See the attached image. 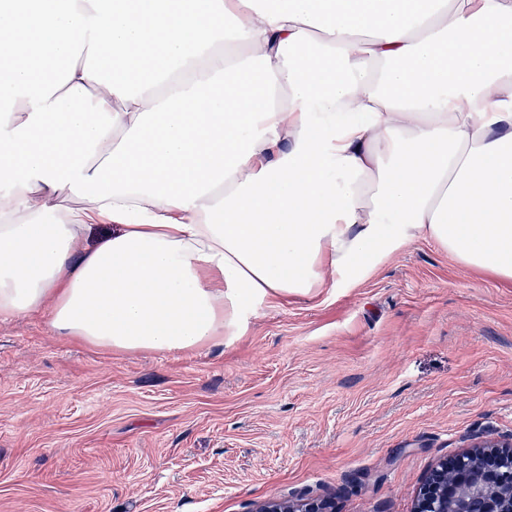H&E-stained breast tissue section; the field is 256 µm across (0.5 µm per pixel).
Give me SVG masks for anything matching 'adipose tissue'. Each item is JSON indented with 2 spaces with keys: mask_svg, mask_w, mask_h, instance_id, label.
I'll return each instance as SVG.
<instances>
[{
  "mask_svg": "<svg viewBox=\"0 0 512 512\" xmlns=\"http://www.w3.org/2000/svg\"><path fill=\"white\" fill-rule=\"evenodd\" d=\"M0 185V318L110 352L419 239L512 281V0H0Z\"/></svg>",
  "mask_w": 512,
  "mask_h": 512,
  "instance_id": "adipose-tissue-1",
  "label": "adipose tissue"
}]
</instances>
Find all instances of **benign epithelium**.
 <instances>
[{
  "label": "benign epithelium",
  "instance_id": "benign-epithelium-1",
  "mask_svg": "<svg viewBox=\"0 0 512 512\" xmlns=\"http://www.w3.org/2000/svg\"><path fill=\"white\" fill-rule=\"evenodd\" d=\"M252 512H331L323 500H266ZM413 512H512V437L478 435L439 460L416 494Z\"/></svg>",
  "mask_w": 512,
  "mask_h": 512
}]
</instances>
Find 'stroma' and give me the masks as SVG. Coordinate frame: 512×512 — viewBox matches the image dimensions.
<instances>
[{
	"instance_id": "35a3bbf8",
	"label": "stroma",
	"mask_w": 512,
	"mask_h": 512,
	"mask_svg": "<svg viewBox=\"0 0 512 512\" xmlns=\"http://www.w3.org/2000/svg\"><path fill=\"white\" fill-rule=\"evenodd\" d=\"M479 434L512 435V283L423 239L192 352L0 319V512H412ZM329 508V503L323 500H266L256 504L252 512H332Z\"/></svg>"
}]
</instances>
